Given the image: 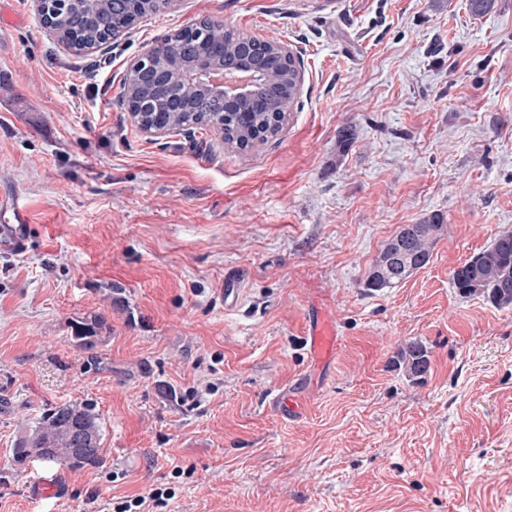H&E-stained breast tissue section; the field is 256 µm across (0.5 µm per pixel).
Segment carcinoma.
Returning a JSON list of instances; mask_svg holds the SVG:
<instances>
[{"mask_svg": "<svg viewBox=\"0 0 512 512\" xmlns=\"http://www.w3.org/2000/svg\"><path fill=\"white\" fill-rule=\"evenodd\" d=\"M41 23L51 27L59 42L80 55L92 45L110 41L116 31L129 29L137 19L156 14L163 6L154 0H128L117 8L113 0H46ZM205 36L224 41L226 61L236 60L240 45L252 37L234 28L228 30L202 21L177 32L164 53L149 57L158 70L185 60L195 40ZM301 67L297 57L281 59L277 69L255 77L252 101L248 112H212L201 114L194 109V94L183 95L185 105L178 112L166 111L167 97L157 94L142 103L138 114L140 125L161 121L182 131L224 125V144L241 150L279 135L296 103L295 74ZM444 224L432 215L418 224H404L380 249L369 267L365 288L380 291L393 288L415 271L428 265L432 248L443 232ZM452 281L463 297L481 296L496 307L512 306V231L500 234L483 251L470 257L454 269ZM109 329L105 317L93 314L77 323L73 342L95 356V350L106 342L104 331ZM393 363L413 380L422 378L430 369L426 347L418 341L400 345ZM102 422L96 405L90 401H70L42 413L34 427L20 436L12 459L23 465L40 462L44 465L71 470L97 468L103 464L101 455Z\"/></svg>", "mask_w": 512, "mask_h": 512, "instance_id": "cac0c4a2", "label": "carcinoma"}]
</instances>
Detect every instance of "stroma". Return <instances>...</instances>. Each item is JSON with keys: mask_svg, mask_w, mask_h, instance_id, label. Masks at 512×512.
Instances as JSON below:
<instances>
[{"mask_svg": "<svg viewBox=\"0 0 512 512\" xmlns=\"http://www.w3.org/2000/svg\"><path fill=\"white\" fill-rule=\"evenodd\" d=\"M0 2L17 18L0 26V199L27 227L0 247V512H112L167 487L154 512H512V307L451 280L512 231V0L479 17L467 0H181L78 56L33 0ZM204 19L299 56L276 138H150L127 112L129 63ZM435 214L429 264L366 290L386 240ZM312 309L338 332L325 369ZM95 313L93 359L72 336ZM408 340L430 355L418 382L391 364ZM83 400L104 466L12 463L45 410ZM244 272L241 267H230L224 273V301L236 303L241 295Z\"/></svg>", "mask_w": 512, "mask_h": 512, "instance_id": "stroma-1", "label": "stroma"}]
</instances>
